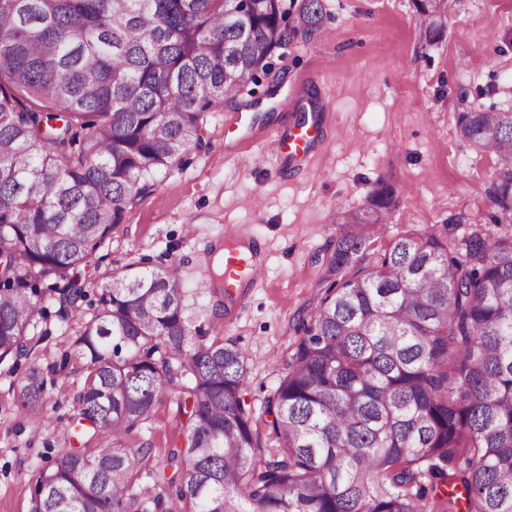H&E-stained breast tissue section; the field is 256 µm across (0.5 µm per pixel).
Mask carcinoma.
<instances>
[{"mask_svg": "<svg viewBox=\"0 0 512 512\" xmlns=\"http://www.w3.org/2000/svg\"><path fill=\"white\" fill-rule=\"evenodd\" d=\"M422 41L448 0H413ZM322 0H0V359L20 408L43 417L46 379L29 362L36 315L83 319L79 269L154 176L203 145L205 113L232 101L274 50L309 40ZM459 139L498 159L489 199L512 211V112H463ZM394 192L341 216V270L362 267L296 326L265 401L278 448L262 453L243 398L246 356L195 336L175 270L142 258L112 273L70 345L86 361L71 429L97 444L42 469L33 512H512V229L405 232L374 261ZM214 316L233 301L211 281ZM179 432L124 444L162 395Z\"/></svg>", "mask_w": 512, "mask_h": 512, "instance_id": "cac0c4a2", "label": "carcinoma"}]
</instances>
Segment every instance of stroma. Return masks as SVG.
<instances>
[{"label":"stroma","instance_id":"1","mask_svg":"<svg viewBox=\"0 0 512 512\" xmlns=\"http://www.w3.org/2000/svg\"><path fill=\"white\" fill-rule=\"evenodd\" d=\"M326 16L307 43L272 54L278 81L261 80L204 116L202 148L158 176L131 205L82 272L90 287L143 257L173 265L186 290L184 316L210 331L214 300L206 288L205 249L256 246L265 266L256 285L234 292L224 311L225 339L247 357L244 398L265 449L277 439L264 402L276 388V355L296 341L295 326L355 266L331 259L345 230L342 213L365 207L378 182L396 194L384 234L370 256L407 231L463 217L454 231L494 233L512 216L490 202L493 152L459 141L458 113L512 109V0H458L440 38H419L413 0H323ZM314 123L323 136L299 162L272 150L275 131ZM37 350L47 380L46 413L32 424L9 389L12 358L0 360V512H31L42 468L56 458L86 377L83 361L63 355L78 321L39 319ZM178 399L167 394L126 438L163 454L178 433Z\"/></svg>","mask_w":512,"mask_h":512}]
</instances>
